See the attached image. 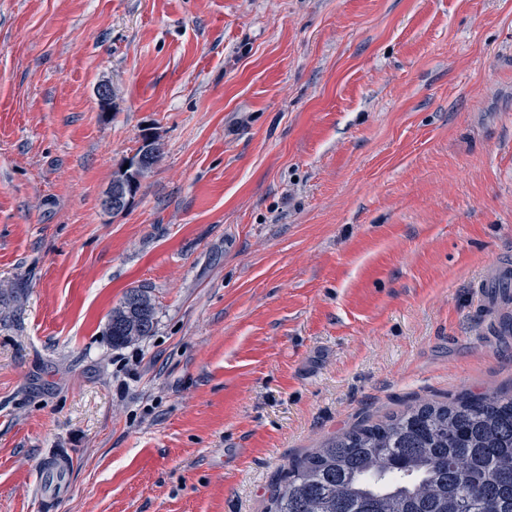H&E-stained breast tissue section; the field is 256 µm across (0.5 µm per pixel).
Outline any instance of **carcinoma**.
Returning a JSON list of instances; mask_svg holds the SVG:
<instances>
[{
	"label": "carcinoma",
	"mask_w": 512,
	"mask_h": 512,
	"mask_svg": "<svg viewBox=\"0 0 512 512\" xmlns=\"http://www.w3.org/2000/svg\"><path fill=\"white\" fill-rule=\"evenodd\" d=\"M128 311L155 331L150 291L131 288L108 316L114 347L135 343L115 323ZM268 512H512V390L362 420L290 461Z\"/></svg>",
	"instance_id": "obj_1"
}]
</instances>
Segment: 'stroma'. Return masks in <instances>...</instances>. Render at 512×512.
Returning a JSON list of instances; mask_svg holds the SVG:
<instances>
[{
  "instance_id": "obj_1",
  "label": "stroma",
  "mask_w": 512,
  "mask_h": 512,
  "mask_svg": "<svg viewBox=\"0 0 512 512\" xmlns=\"http://www.w3.org/2000/svg\"><path fill=\"white\" fill-rule=\"evenodd\" d=\"M504 262L512 0H0V512H266L358 421L512 387ZM141 147H139L136 151V154L128 159L126 163H128V168L123 169V166L120 170L115 172L114 177L112 179V185L115 184L114 187L108 192L105 199V206L108 209H111L112 212H116L129 203L132 194V186H127L123 182H129L134 178V176L139 172L133 168V160L140 152ZM125 163V164H126ZM123 181V182H120ZM119 182V183H117ZM512 281V274L508 264L500 266L491 278L484 284V287H479V294L481 297L482 311L485 313L492 312L491 309L494 305L501 300L510 299V294L504 288H493L495 283H505ZM128 311L133 313L142 326L141 336L136 339L129 337L137 335L138 324L136 321L123 316L120 317L119 324L124 330L114 322L117 316H121ZM156 323V309L150 291L147 288L137 287L129 289L120 303L112 309L108 316L107 329L113 347H122L151 336L155 331Z\"/></svg>"
}]
</instances>
